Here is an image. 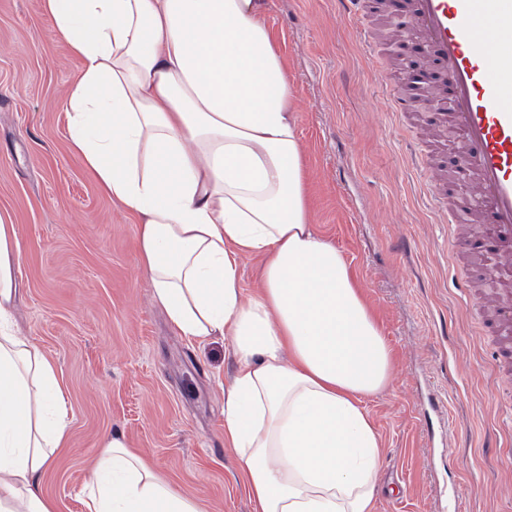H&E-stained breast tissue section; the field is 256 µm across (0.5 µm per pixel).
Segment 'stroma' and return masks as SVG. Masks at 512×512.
<instances>
[{
  "mask_svg": "<svg viewBox=\"0 0 512 512\" xmlns=\"http://www.w3.org/2000/svg\"><path fill=\"white\" fill-rule=\"evenodd\" d=\"M300 118L313 223L350 263L394 353V382L366 406L384 440L373 512H512V374L448 256V227L421 191L405 134L434 131L383 106L374 54L398 72L420 50L379 17L364 33L336 0H265ZM79 61L44 0H0V214L20 252L12 320L56 364L69 434L41 477L58 512H87L84 488L119 432L206 512H253L224 442L228 340H188L154 301L136 222L73 153L64 102ZM446 401L453 430L428 409Z\"/></svg>",
  "mask_w": 512,
  "mask_h": 512,
  "instance_id": "1",
  "label": "stroma"
}]
</instances>
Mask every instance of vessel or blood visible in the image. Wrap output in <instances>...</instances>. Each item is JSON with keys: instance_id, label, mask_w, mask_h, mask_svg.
Returning a JSON list of instances; mask_svg holds the SVG:
<instances>
[{"instance_id": "obj_1", "label": "vessel or blood", "mask_w": 512, "mask_h": 512, "mask_svg": "<svg viewBox=\"0 0 512 512\" xmlns=\"http://www.w3.org/2000/svg\"><path fill=\"white\" fill-rule=\"evenodd\" d=\"M340 17L359 24L372 0H340ZM382 12L402 15L428 64L400 72L390 108L415 112L427 97L429 119L451 135V165L429 162L424 148L411 157L426 180L422 192L451 223L477 216L486 246L485 323L512 339V0H382Z\"/></svg>"}]
</instances>
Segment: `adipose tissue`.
<instances>
[{
    "mask_svg": "<svg viewBox=\"0 0 512 512\" xmlns=\"http://www.w3.org/2000/svg\"><path fill=\"white\" fill-rule=\"evenodd\" d=\"M82 62L70 145L136 217L138 262L183 336L228 337L224 441L255 512H373L382 440L364 405L393 353L342 253L314 228L288 71L262 0H44ZM263 259L245 295L239 262ZM19 247L0 217V512H57L39 480L68 438L56 366L9 308ZM88 512H204L120 435Z\"/></svg>",
    "mask_w": 512,
    "mask_h": 512,
    "instance_id": "obj_1",
    "label": "adipose tissue"
}]
</instances>
